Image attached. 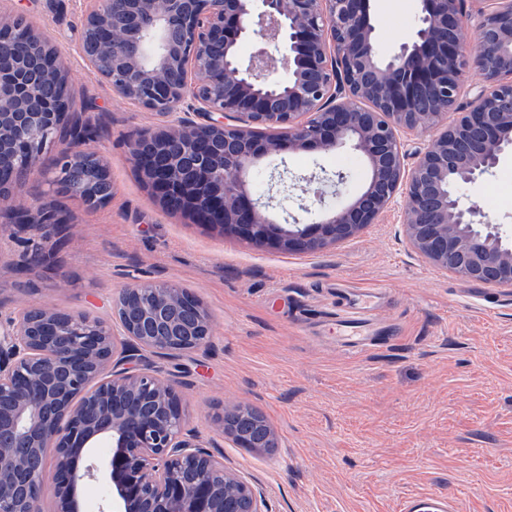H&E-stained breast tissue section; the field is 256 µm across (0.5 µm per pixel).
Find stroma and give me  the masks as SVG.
<instances>
[{
    "mask_svg": "<svg viewBox=\"0 0 512 512\" xmlns=\"http://www.w3.org/2000/svg\"><path fill=\"white\" fill-rule=\"evenodd\" d=\"M378 50L390 56L419 26L418 0H372ZM54 46L69 78L71 110L95 132L87 149L108 164L112 198L91 210L45 177L20 194L71 219L50 266L14 271L29 232L0 223V313L26 302L84 311L119 329L112 297L124 285L169 282L195 294L214 334L200 351L155 359L180 384L187 426L264 494L269 512H401L435 494L456 512H512V288L439 271L407 244L400 212L315 253L256 245L165 212L128 161L124 134L165 117L118 98L82 53L86 0H0ZM344 172L343 207L367 177L350 149L269 157L251 189L277 208L280 173L296 182L288 210L313 198L304 175ZM490 217L512 225V154L474 193ZM374 303V346L336 343L343 294ZM250 404L278 436L276 448L236 447L213 419L225 402Z\"/></svg>",
    "mask_w": 512,
    "mask_h": 512,
    "instance_id": "obj_1",
    "label": "stroma"
}]
</instances>
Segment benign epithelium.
Wrapping results in <instances>:
<instances>
[{"mask_svg": "<svg viewBox=\"0 0 512 512\" xmlns=\"http://www.w3.org/2000/svg\"><path fill=\"white\" fill-rule=\"evenodd\" d=\"M90 2L83 53L92 72L172 118L127 135L132 166L165 210L312 253L357 236L401 199L405 238L428 264L512 288V229L464 193L512 151V0H421L419 28L387 60L369 0ZM21 35L33 56L17 54ZM252 38L259 46L244 63L239 47ZM280 63L285 81L273 79ZM470 69L479 82L463 102ZM81 129L58 52L25 17L0 15V171L10 174L0 211L37 237L17 263L22 272L50 261V231L70 220L42 201L16 202L14 189L32 175L81 179ZM403 132L429 134L411 165ZM347 146L368 175L342 208L304 205L308 220L278 224L253 199L258 159ZM345 179L301 177L317 184V201ZM112 301L119 335L85 312L36 305L0 329V512H45L48 495L55 512H83L81 492L100 480L110 488L104 512H267L263 493L186 428L175 381L145 358L207 346L201 301L160 282L129 284ZM214 421L240 448L276 446L275 430L248 404L227 405ZM99 447L108 449L102 462L90 454Z\"/></svg>", "mask_w": 512, "mask_h": 512, "instance_id": "1", "label": "benign epithelium"}]
</instances>
